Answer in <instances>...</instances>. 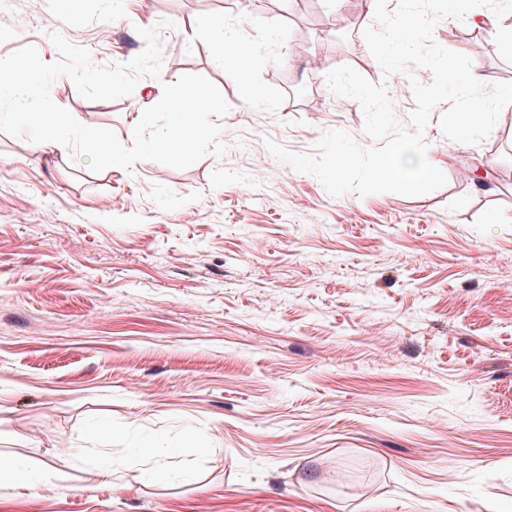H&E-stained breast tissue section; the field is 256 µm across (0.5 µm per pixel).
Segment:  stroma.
Returning a JSON list of instances; mask_svg holds the SVG:
<instances>
[{
	"label": "stroma",
	"mask_w": 512,
	"mask_h": 512,
	"mask_svg": "<svg viewBox=\"0 0 512 512\" xmlns=\"http://www.w3.org/2000/svg\"><path fill=\"white\" fill-rule=\"evenodd\" d=\"M47 12L100 64L140 54L143 28L184 47L115 100L58 77L74 118L131 145L185 74L229 111L224 153L186 169L95 173L0 133V456L46 475L35 493L1 482L0 512H512V104L478 143L447 139L434 108L443 187L334 196L265 140L373 145L337 67L432 79L384 73L365 0H0V58L57 60ZM222 32L263 64L235 74ZM433 38L484 86L512 82L491 26L446 18ZM104 460L119 472L83 491Z\"/></svg>",
	"instance_id": "1"
}]
</instances>
